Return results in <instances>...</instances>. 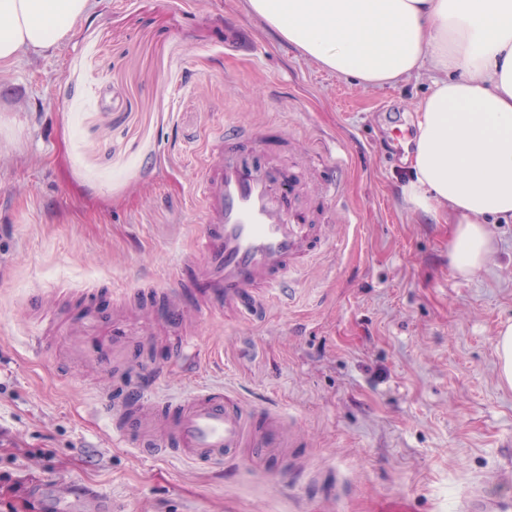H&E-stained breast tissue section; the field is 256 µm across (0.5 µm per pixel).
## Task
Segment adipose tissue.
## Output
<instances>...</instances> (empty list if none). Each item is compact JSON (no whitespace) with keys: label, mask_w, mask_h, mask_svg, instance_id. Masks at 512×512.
I'll return each instance as SVG.
<instances>
[{"label":"adipose tissue","mask_w":512,"mask_h":512,"mask_svg":"<svg viewBox=\"0 0 512 512\" xmlns=\"http://www.w3.org/2000/svg\"><path fill=\"white\" fill-rule=\"evenodd\" d=\"M91 0H0V63L67 42ZM307 58L383 88L429 67L406 201L452 226L468 277L491 263L489 218L512 219V0H246Z\"/></svg>","instance_id":"ef3b65f1"}]
</instances>
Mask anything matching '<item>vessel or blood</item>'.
I'll list each match as a JSON object with an SVG mask.
<instances>
[{"label":"vessel or blood","mask_w":512,"mask_h":512,"mask_svg":"<svg viewBox=\"0 0 512 512\" xmlns=\"http://www.w3.org/2000/svg\"><path fill=\"white\" fill-rule=\"evenodd\" d=\"M202 167L195 187L204 210L199 255L181 261L170 286L143 294L155 312L172 321L181 318L190 271L206 288L211 308L241 315L253 314L256 289L288 287L294 273L323 254V227L316 219L340 187L339 179H332L323 183L319 197L305 200L298 176L275 164L268 134L235 126L209 140ZM135 334L120 318L104 328L87 319L75 333L73 352L104 367ZM152 376V370L137 368L124 401L98 403L99 412L124 427L143 453L220 466L245 448L273 455L281 447L279 426L236 396L203 386L177 402L158 404L146 386Z\"/></svg>","instance_id":"b4317fda"}]
</instances>
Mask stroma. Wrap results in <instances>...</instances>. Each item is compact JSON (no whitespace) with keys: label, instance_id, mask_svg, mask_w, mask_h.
<instances>
[{"label":"stroma","instance_id":"1","mask_svg":"<svg viewBox=\"0 0 512 512\" xmlns=\"http://www.w3.org/2000/svg\"><path fill=\"white\" fill-rule=\"evenodd\" d=\"M420 75L379 89L321 69L250 16L244 0H94L66 44L0 66V512H53L104 494L112 512H462L512 504V390L495 344L512 323V223L495 261L464 278L452 226L402 187ZM226 123L287 138L276 162L331 139L348 163L290 301L242 317L188 289L174 327L137 289L168 285L197 250L201 147ZM139 313L148 338L98 370L43 321ZM199 353L178 363L177 340ZM154 371L155 397L223 388L289 433L286 456L212 468L144 459L96 411Z\"/></svg>","mask_w":512,"mask_h":512}]
</instances>
